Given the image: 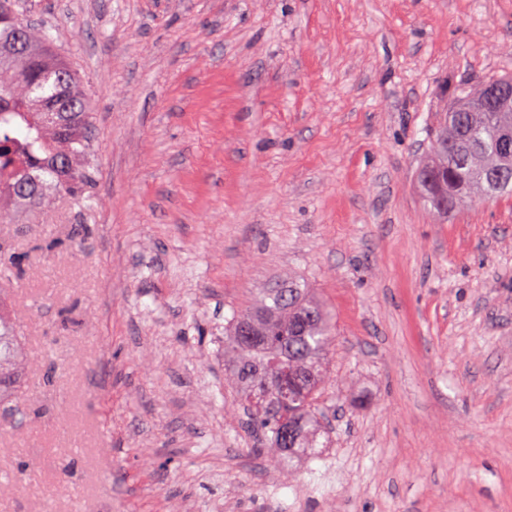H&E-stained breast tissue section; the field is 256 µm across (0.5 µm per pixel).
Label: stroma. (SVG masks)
Here are the masks:
<instances>
[{
	"label": "stroma",
	"mask_w": 512,
	"mask_h": 512,
	"mask_svg": "<svg viewBox=\"0 0 512 512\" xmlns=\"http://www.w3.org/2000/svg\"><path fill=\"white\" fill-rule=\"evenodd\" d=\"M82 80L90 210L0 221L27 353L0 512H512V199L435 218L457 88L512 0H20ZM336 320L331 445L255 453L224 319L278 278Z\"/></svg>",
	"instance_id": "1"
}]
</instances>
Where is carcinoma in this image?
<instances>
[{"mask_svg": "<svg viewBox=\"0 0 512 512\" xmlns=\"http://www.w3.org/2000/svg\"><path fill=\"white\" fill-rule=\"evenodd\" d=\"M19 0H0V54L12 33L25 31L27 49L0 60V217H26L56 193L67 194L83 211L90 207L92 116L80 79L39 27L24 20ZM487 83L463 88L433 126L430 139L448 142L429 149L420 166L435 184H418L429 211L446 217L476 196L490 200L512 195V174L479 184L477 170L496 163L500 136L496 121L476 112ZM66 95L67 110L50 117L40 100ZM247 330L263 338L253 344ZM327 308L307 285L290 277L267 288L254 304L233 311L224 325V373L240 395V405L268 447L258 452L293 463L326 448L329 436L319 401L335 341ZM20 336L9 311L0 304V404H12L25 418L13 376Z\"/></svg>", "mask_w": 512, "mask_h": 512, "instance_id": "carcinoma-1", "label": "carcinoma"}]
</instances>
